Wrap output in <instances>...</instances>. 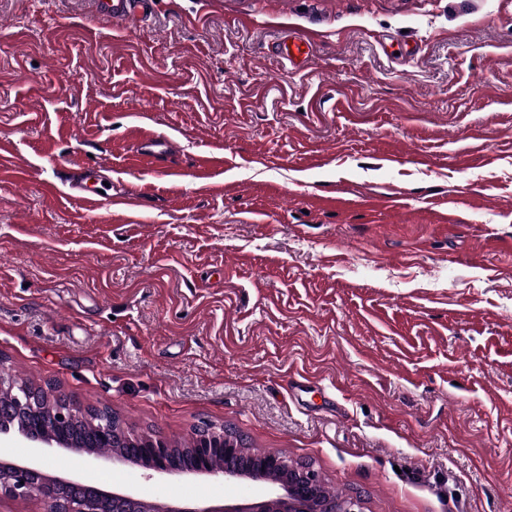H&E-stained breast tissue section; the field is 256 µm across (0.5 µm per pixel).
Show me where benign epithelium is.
<instances>
[{
  "instance_id": "7a95c632",
  "label": "benign epithelium",
  "mask_w": 512,
  "mask_h": 512,
  "mask_svg": "<svg viewBox=\"0 0 512 512\" xmlns=\"http://www.w3.org/2000/svg\"><path fill=\"white\" fill-rule=\"evenodd\" d=\"M34 394L23 389L7 402L0 401V420L20 419L30 413ZM80 415L78 407L50 405L45 409V422L68 423ZM30 449L28 456L16 459L0 457V496L39 498L49 512H362L360 502L353 497L336 499L323 494L322 480L311 469H297L273 453L248 462L241 459L243 449L232 440H224V430L213 427L197 438L190 448L197 464L188 470L175 469L167 462L172 445L158 438L140 450L143 460L112 449L101 452L87 449L85 463L98 468L138 466L150 476H184L188 478H222L243 484L248 495L243 500H226L219 505L197 503L175 504L147 501L135 490L114 487L104 490L78 475H58L50 471L49 463L62 450H75L76 444L66 435L50 430L14 432L1 429L0 435Z\"/></svg>"
}]
</instances>
